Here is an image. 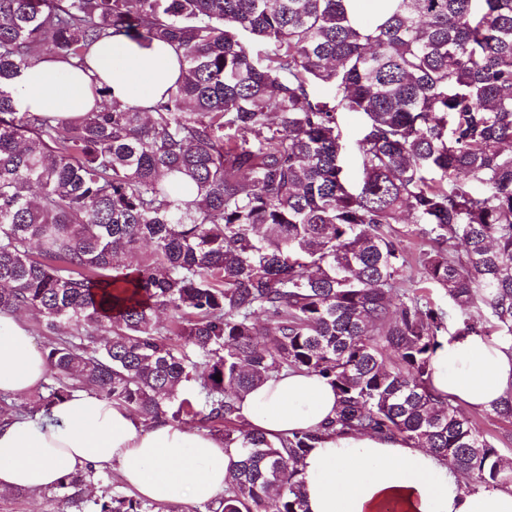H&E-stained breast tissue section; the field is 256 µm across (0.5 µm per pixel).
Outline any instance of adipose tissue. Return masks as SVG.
Wrapping results in <instances>:
<instances>
[{
	"instance_id": "ef3b65f1",
	"label": "adipose tissue",
	"mask_w": 512,
	"mask_h": 512,
	"mask_svg": "<svg viewBox=\"0 0 512 512\" xmlns=\"http://www.w3.org/2000/svg\"><path fill=\"white\" fill-rule=\"evenodd\" d=\"M179 58L166 43L105 40L91 47L85 66L47 59L23 71L15 107L59 118L81 116L104 98L147 108L178 79ZM432 366V390L456 404L489 408L512 391V351L479 336L441 340ZM48 371L21 314L0 311V393L33 392ZM236 406L249 430L275 440L333 420L338 397L326 379L291 371L244 393ZM237 460L221 437L166 422L143 425L92 390L33 416L0 420V490L40 492L72 473L114 466L145 500L208 503L223 494ZM300 470L307 512H512V485L470 491L439 457L398 437L326 436Z\"/></svg>"
}]
</instances>
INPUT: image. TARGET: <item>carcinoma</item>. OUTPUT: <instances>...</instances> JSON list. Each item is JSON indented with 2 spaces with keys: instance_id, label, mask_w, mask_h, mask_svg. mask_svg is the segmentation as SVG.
Returning a JSON list of instances; mask_svg holds the SVG:
<instances>
[{
  "instance_id": "cac0c4a2",
  "label": "carcinoma",
  "mask_w": 512,
  "mask_h": 512,
  "mask_svg": "<svg viewBox=\"0 0 512 512\" xmlns=\"http://www.w3.org/2000/svg\"><path fill=\"white\" fill-rule=\"evenodd\" d=\"M396 2L354 20L349 0H0V310L55 337L41 408L93 390L237 449L208 512H304L299 465L331 430L398 436L486 489L512 485L430 388L444 334L486 336L487 321L512 350V0ZM116 37L182 51L150 111H16L22 70L82 67ZM346 113L363 117L354 179ZM403 214L427 242L415 278ZM284 369L326 379L339 410L274 441L242 427L236 400ZM58 489L84 503L79 476Z\"/></svg>"
}]
</instances>
